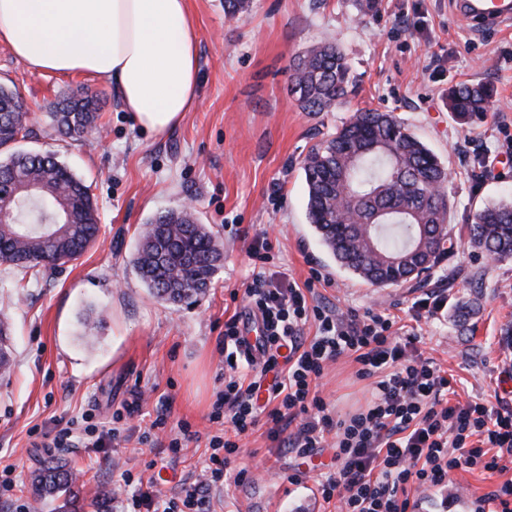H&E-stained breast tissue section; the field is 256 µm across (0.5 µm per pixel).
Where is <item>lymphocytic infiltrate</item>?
<instances>
[{"label": "lymphocytic infiltrate", "mask_w": 512, "mask_h": 512, "mask_svg": "<svg viewBox=\"0 0 512 512\" xmlns=\"http://www.w3.org/2000/svg\"><path fill=\"white\" fill-rule=\"evenodd\" d=\"M268 243L248 255L259 271L244 299L261 325L248 342L238 317L224 323V389L212 420H225L235 433L266 422L271 439L286 438L298 454L333 441L336 472L318 483L324 499H338L341 512H414L408 485L437 486L450 471L503 472L512 467V398L450 402L451 379L429 359L414 355L385 312L341 313L309 305L303 288L268 270ZM318 325L305 339L307 322ZM353 357L358 374L374 381L367 406L335 417L317 389L330 362ZM213 452L182 501L140 486L134 512H202L238 450L235 441L213 435Z\"/></svg>", "instance_id": "lymphocytic-infiltrate-1"}]
</instances>
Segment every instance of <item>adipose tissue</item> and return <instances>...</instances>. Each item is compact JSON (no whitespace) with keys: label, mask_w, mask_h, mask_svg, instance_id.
I'll return each instance as SVG.
<instances>
[{"label":"adipose tissue","mask_w":512,"mask_h":512,"mask_svg":"<svg viewBox=\"0 0 512 512\" xmlns=\"http://www.w3.org/2000/svg\"><path fill=\"white\" fill-rule=\"evenodd\" d=\"M0 43L34 71L111 80L151 132L175 128L197 98L188 0H0Z\"/></svg>","instance_id":"adipose-tissue-1"}]
</instances>
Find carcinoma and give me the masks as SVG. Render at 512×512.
I'll list each match as a JSON object with an SVG mask.
<instances>
[{
    "label": "carcinoma",
    "instance_id": "cac0c4a2",
    "mask_svg": "<svg viewBox=\"0 0 512 512\" xmlns=\"http://www.w3.org/2000/svg\"><path fill=\"white\" fill-rule=\"evenodd\" d=\"M291 92L308 112L347 102L356 81L345 54L333 43L310 49L293 62ZM494 89L463 83L448 90V110L461 120L488 112ZM56 130L82 138L98 127L94 96L81 92L49 113ZM29 135L25 106L0 86V150ZM301 168L308 189L307 218L336 262L365 282L385 287L417 279L454 248L446 223L448 170L408 126L390 112L358 107L348 122L314 145ZM349 192L342 195L340 183ZM0 264L22 283L39 280L67 259L94 247L101 232L89 187L50 153L13 152L0 165ZM470 243L499 259L512 258V200L486 204L468 225ZM224 242L194 212L171 210L143 225L132 264L149 292L172 304L204 298L222 267ZM11 327L0 314V376L12 366ZM74 471L59 458L45 459L32 480L37 502L53 512H83Z\"/></svg>",
    "mask_w": 512,
    "mask_h": 512
}]
</instances>
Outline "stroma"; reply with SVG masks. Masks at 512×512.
I'll list each match as a JSON object with an SVG mask.
<instances>
[{
	"label": "stroma",
	"mask_w": 512,
	"mask_h": 512,
	"mask_svg": "<svg viewBox=\"0 0 512 512\" xmlns=\"http://www.w3.org/2000/svg\"><path fill=\"white\" fill-rule=\"evenodd\" d=\"M199 53L197 101L172 130L137 126L114 83L88 74L32 71L0 44V84L15 88L32 130L22 150L57 153L90 186L102 224L101 242L53 275L15 291L0 266V312L13 327L14 368L0 377V512L36 505L32 473L45 458L66 460L85 503L110 496L124 512L134 489L125 475L154 481L179 497L212 453L210 422L224 387V323L247 320L239 294L254 267L247 247L271 246V270L313 288L316 305L397 316L401 338L454 378L457 398L512 394L503 371L512 359V258L469 248L467 226L483 204L512 197V29L480 36L451 14L448 0H250L230 17L224 0H189ZM336 44L357 77V93L326 112L304 111L291 92L292 63L308 49ZM482 82L496 96L483 118L461 123L445 104L449 87ZM85 89L98 96L99 134L62 140L48 117L54 105ZM391 112L448 168V231L457 245L428 276L375 287L335 263L307 221L301 162L311 147L359 107ZM193 202L200 223L224 243V264L206 297L172 305L153 297L131 262L138 231L157 214ZM444 290L436 317L418 315L423 299ZM101 313L84 330L87 309ZM344 356L330 363L319 390L345 415L372 398L368 381ZM165 428L154 427L158 413ZM188 423L196 440L172 452L170 429ZM71 426L91 439L58 448L50 433ZM121 442L102 441L110 429ZM240 453L211 512H336L317 490L334 463L333 448L300 457L271 440L266 425L242 435ZM512 480V470H456L444 486L409 487L416 512H472L475 501Z\"/></svg>",
	"instance_id": "35a3bbf8"
}]
</instances>
